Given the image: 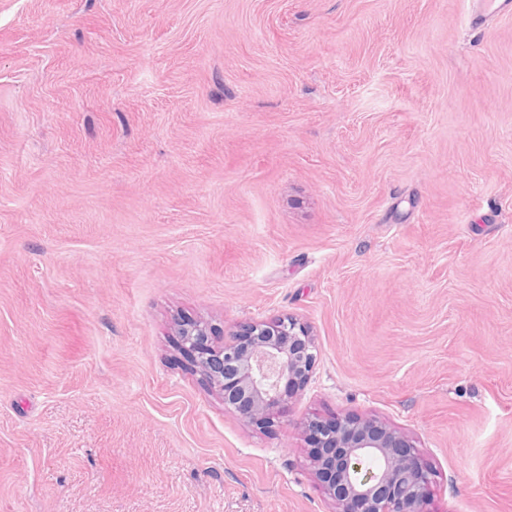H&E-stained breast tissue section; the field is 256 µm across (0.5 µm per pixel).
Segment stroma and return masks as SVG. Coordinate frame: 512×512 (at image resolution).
<instances>
[{"mask_svg": "<svg viewBox=\"0 0 512 512\" xmlns=\"http://www.w3.org/2000/svg\"><path fill=\"white\" fill-rule=\"evenodd\" d=\"M466 0H0V512H332L376 416L427 512H512V16ZM291 315L271 427L181 351ZM512 13L510 0H473L467 19L474 27H482L488 19ZM304 428L336 512H426L434 472L402 432L377 418L309 420Z\"/></svg>", "mask_w": 512, "mask_h": 512, "instance_id": "obj_1", "label": "stroma"}]
</instances>
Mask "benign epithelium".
Segmentation results:
<instances>
[{
  "mask_svg": "<svg viewBox=\"0 0 512 512\" xmlns=\"http://www.w3.org/2000/svg\"><path fill=\"white\" fill-rule=\"evenodd\" d=\"M187 351L226 408L269 426L289 395L307 384L318 347L292 317L252 321L221 347L208 345L206 326L178 328ZM315 475L336 512H425L434 472L406 436L377 418L304 423Z\"/></svg>",
  "mask_w": 512,
  "mask_h": 512,
  "instance_id": "benign-epithelium-1",
  "label": "benign epithelium"
}]
</instances>
